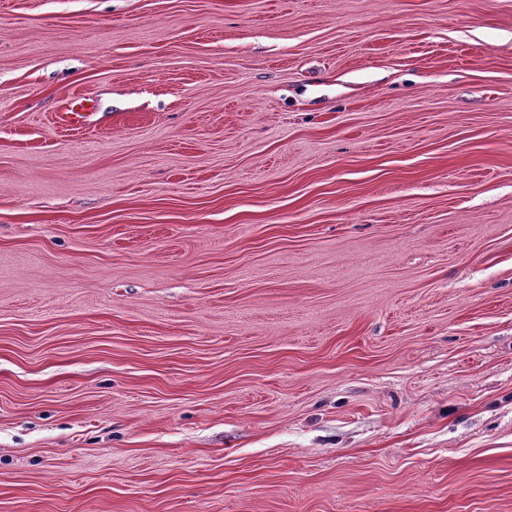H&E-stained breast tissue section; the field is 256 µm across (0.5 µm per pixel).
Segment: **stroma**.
I'll use <instances>...</instances> for the list:
<instances>
[{
  "label": "stroma",
  "instance_id": "obj_1",
  "mask_svg": "<svg viewBox=\"0 0 512 512\" xmlns=\"http://www.w3.org/2000/svg\"><path fill=\"white\" fill-rule=\"evenodd\" d=\"M0 512H512V0H0Z\"/></svg>",
  "mask_w": 512,
  "mask_h": 512
}]
</instances>
